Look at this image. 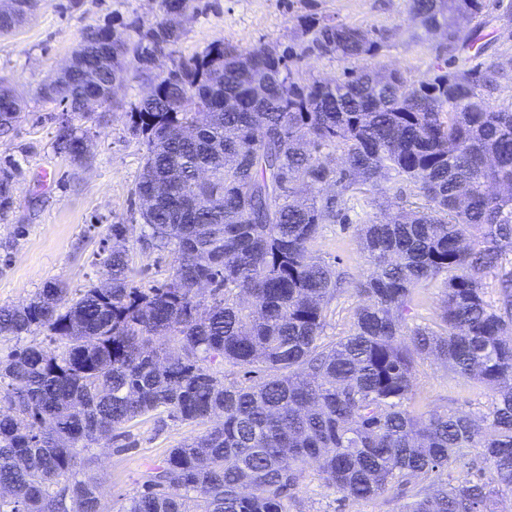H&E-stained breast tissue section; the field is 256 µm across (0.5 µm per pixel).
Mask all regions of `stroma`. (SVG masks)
I'll use <instances>...</instances> for the list:
<instances>
[{"label": "stroma", "instance_id": "35a3bbf8", "mask_svg": "<svg viewBox=\"0 0 512 512\" xmlns=\"http://www.w3.org/2000/svg\"><path fill=\"white\" fill-rule=\"evenodd\" d=\"M65 2L39 0L31 22L0 38V77L28 104L14 129L0 135V157L14 158L23 170L15 208L0 220V306L24 305L49 282H64L76 293L104 281L108 270L98 253L108 225L119 220L127 226L134 285L163 283L173 271L171 252L143 244L133 194L145 147L131 134L127 113L145 92L146 77L132 70L117 85L116 108L93 125L91 160L82 168L54 150L61 108L37 96L40 85L69 62L85 28L109 22L118 30L135 17L155 22L161 17L158 0H82L68 12L62 9ZM307 15L357 25L381 37L383 47L370 66L399 70L411 81L443 67L468 69L512 60V0H501L492 10L483 29L486 48L468 50L452 62L439 56L435 38L423 36L409 19L404 0H192L176 57H191L219 41L243 50L261 41L288 45L297 41ZM373 199L370 193L354 194L350 223L323 225L311 246L312 256L350 277L364 276L367 257L355 227L379 215ZM413 399L423 411L449 404L479 416L492 407V394L482 384L449 372L431 358L417 368ZM196 433L195 427L161 415L100 441L86 474L104 486L103 512H121L140 491L147 467ZM298 497L300 512H400L402 507L382 498L338 506L336 493L314 464L306 470Z\"/></svg>", "mask_w": 512, "mask_h": 512}]
</instances>
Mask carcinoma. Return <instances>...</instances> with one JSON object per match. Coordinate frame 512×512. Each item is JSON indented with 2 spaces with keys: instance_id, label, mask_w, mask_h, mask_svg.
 I'll return each mask as SVG.
<instances>
[{
  "instance_id": "obj_1",
  "label": "carcinoma",
  "mask_w": 512,
  "mask_h": 512,
  "mask_svg": "<svg viewBox=\"0 0 512 512\" xmlns=\"http://www.w3.org/2000/svg\"><path fill=\"white\" fill-rule=\"evenodd\" d=\"M133 19L126 35L82 31L71 63L39 96L62 106L54 148L81 167L88 130L112 108L131 61L150 92L130 106L146 147L133 194L142 237L174 255L161 286L132 285L126 225L98 253L109 279L72 296L48 283L22 307H0V341L45 332L0 356V512H101L103 486L77 478L100 433L152 414L203 428L146 471L122 512H291L308 464L337 501L409 497L402 512H496L512 494V104L485 97L503 66L410 81L360 67L334 82L298 62L376 57L361 27L309 21L298 48L220 42L163 75L184 31ZM407 14L453 55L480 40L493 0H404ZM0 0V37L34 13ZM25 109L0 83V135ZM19 162L0 160V220L15 205ZM397 212L356 226L368 271L349 332L322 340L344 289L310 247L324 224H348L345 196L387 194ZM498 281L495 301L487 279ZM209 279L211 301L197 283ZM443 291L430 324L407 326L419 286ZM480 380V417L411 405L419 363ZM230 363L251 384H226ZM482 449L484 466L464 461ZM463 462L453 475L449 465Z\"/></svg>"
}]
</instances>
